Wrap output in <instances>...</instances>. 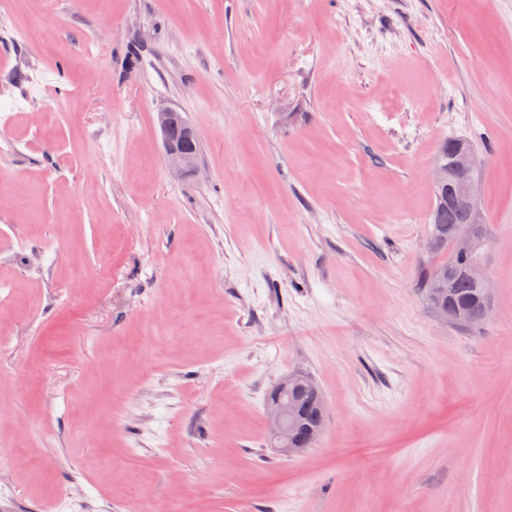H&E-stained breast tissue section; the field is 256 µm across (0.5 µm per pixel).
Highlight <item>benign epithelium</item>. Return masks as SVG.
Returning a JSON list of instances; mask_svg holds the SVG:
<instances>
[{"instance_id": "obj_1", "label": "benign epithelium", "mask_w": 512, "mask_h": 512, "mask_svg": "<svg viewBox=\"0 0 512 512\" xmlns=\"http://www.w3.org/2000/svg\"><path fill=\"white\" fill-rule=\"evenodd\" d=\"M157 124L161 131L164 159L168 168L179 175H192L197 166L199 155L198 138L195 130L182 115L174 109H164L157 113ZM455 163L447 168L437 161L434 163L430 181L431 193L438 196L441 206L462 207L470 214V227L460 228L451 232V249L459 254L474 252L480 239L474 228L486 223L485 216L477 202V182L474 170L477 160L470 148L462 142L454 144ZM446 281L439 279L430 291L433 312L443 323L463 321L484 324L492 315V310L485 307L479 312H461L441 303L446 293ZM308 388L315 390L314 382L300 373H291L282 377L272 390L273 399L267 403L268 432L278 452L291 457L302 452L301 446L317 440L326 428V420L321 419L306 428L302 440L288 436L286 417L288 406L281 401V396L291 390Z\"/></svg>"}]
</instances>
